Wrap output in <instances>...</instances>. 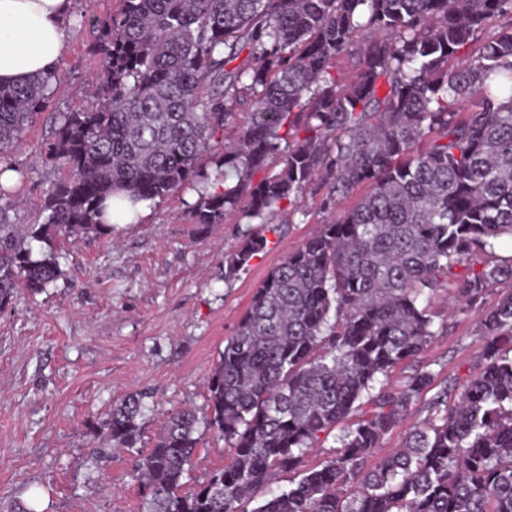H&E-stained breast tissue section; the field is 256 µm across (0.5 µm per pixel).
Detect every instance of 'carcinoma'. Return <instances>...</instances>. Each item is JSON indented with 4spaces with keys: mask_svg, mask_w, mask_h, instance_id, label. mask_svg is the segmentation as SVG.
<instances>
[{
    "mask_svg": "<svg viewBox=\"0 0 512 512\" xmlns=\"http://www.w3.org/2000/svg\"><path fill=\"white\" fill-rule=\"evenodd\" d=\"M97 54L96 106L63 114L48 147L67 174L42 222L0 209V308L62 275L34 243L102 228L110 195L133 207L198 185L203 232L273 224L323 190L320 230L257 288L211 371L205 425L231 463L182 492L199 418L170 410L137 463L141 512H512V287L486 303L512 258L471 264L512 240V0H119ZM343 56L359 60L347 80L331 74ZM60 83L0 86V154ZM266 247L246 230L224 278ZM448 282L481 309L483 363L371 464L433 384L381 378L444 329L429 303ZM145 410L141 396L112 409V447H136ZM353 415L320 467L274 485Z\"/></svg>",
    "mask_w": 512,
    "mask_h": 512,
    "instance_id": "cac0c4a2",
    "label": "carcinoma"
}]
</instances>
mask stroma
<instances>
[{"label": "stroma", "instance_id": "1", "mask_svg": "<svg viewBox=\"0 0 512 512\" xmlns=\"http://www.w3.org/2000/svg\"><path fill=\"white\" fill-rule=\"evenodd\" d=\"M118 6V0H73L72 35L58 68L63 85L19 144L0 156V166L18 175L0 197L11 223H34L62 176L47 148L62 113L93 104L101 59L92 48ZM197 198L189 186L149 202L137 222L57 239L58 280L0 309V512H25L35 491L41 512H141L136 460L153 446L164 413L191 407L207 416L211 370L256 289L320 229L317 200L306 195L304 211L267 232L266 249L228 280L224 253L245 227L218 224L199 233L188 210ZM452 295L440 289L429 304L444 330L388 376L396 391L422 370L435 382L385 436L377 456L433 417L437 392L456 402L483 360L478 312H449ZM133 394L147 395L149 405L136 448L103 449L113 404ZM230 459L223 440L200 428L185 490Z\"/></svg>", "mask_w": 512, "mask_h": 512}]
</instances>
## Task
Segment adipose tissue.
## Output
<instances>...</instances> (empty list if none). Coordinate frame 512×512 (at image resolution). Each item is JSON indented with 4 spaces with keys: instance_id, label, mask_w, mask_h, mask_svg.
I'll return each mask as SVG.
<instances>
[{
    "instance_id": "adipose-tissue-1",
    "label": "adipose tissue",
    "mask_w": 512,
    "mask_h": 512,
    "mask_svg": "<svg viewBox=\"0 0 512 512\" xmlns=\"http://www.w3.org/2000/svg\"><path fill=\"white\" fill-rule=\"evenodd\" d=\"M71 0H0V84L57 69L71 36Z\"/></svg>"
}]
</instances>
